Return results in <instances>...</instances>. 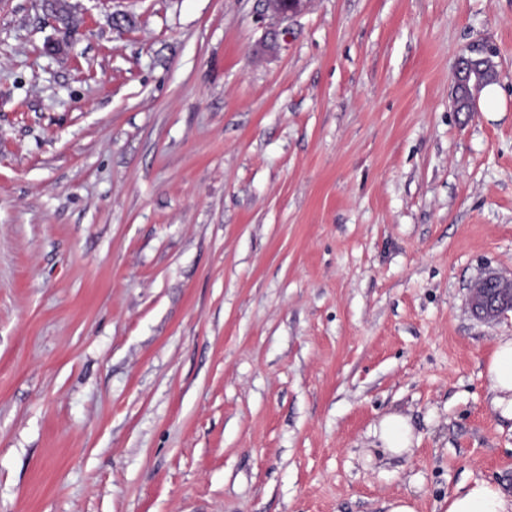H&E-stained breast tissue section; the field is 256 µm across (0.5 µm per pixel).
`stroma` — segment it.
I'll list each match as a JSON object with an SVG mask.
<instances>
[{"instance_id": "35a3bbf8", "label": "stroma", "mask_w": 512, "mask_h": 512, "mask_svg": "<svg viewBox=\"0 0 512 512\" xmlns=\"http://www.w3.org/2000/svg\"><path fill=\"white\" fill-rule=\"evenodd\" d=\"M73 2L0 0V512L512 497V0ZM489 50L487 46H477L469 50L470 54H463L457 62L456 67V92L460 107L465 112H472L474 94L479 91L480 83L477 77L470 83L471 73L476 72L479 65L484 63L488 57H482ZM469 307L480 321L492 322L512 311V278L489 274L469 291ZM486 372L493 393V408L503 417L512 419V336L500 337ZM381 452L388 457H402L412 453L414 432L406 416L399 412L386 414L376 432Z\"/></svg>"}]
</instances>
